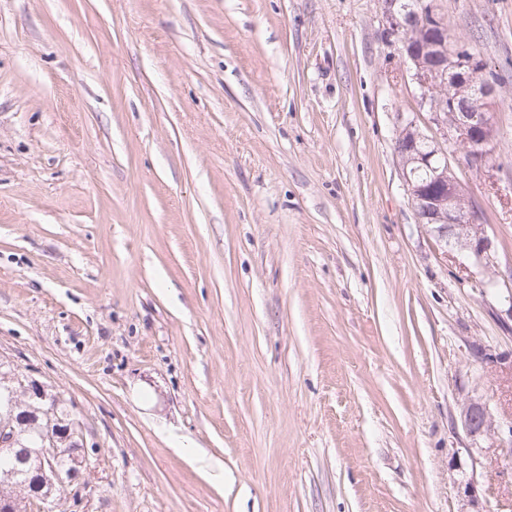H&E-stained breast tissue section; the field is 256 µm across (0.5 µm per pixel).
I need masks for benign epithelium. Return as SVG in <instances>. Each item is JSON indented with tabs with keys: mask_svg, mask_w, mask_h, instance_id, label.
Listing matches in <instances>:
<instances>
[{
	"mask_svg": "<svg viewBox=\"0 0 512 512\" xmlns=\"http://www.w3.org/2000/svg\"><path fill=\"white\" fill-rule=\"evenodd\" d=\"M387 30L395 37L399 53L418 90L421 108L443 130V139L428 141L415 123L402 125L395 141L403 177L419 223L432 227L443 246L459 248L481 263L489 260L491 240L486 234L483 213L464 197L460 183L448 163L447 147L464 150L469 168L488 167L496 147V132L489 122L478 120L476 112L490 111L493 96L485 80L482 61L467 50L461 40L448 39L447 24L436 12L432 0H416L407 8L401 0H385ZM477 357L512 379V352L480 351ZM15 386L6 388L9 410L27 398L26 407L37 415L36 447L17 450L14 417L0 413V458L15 456L28 467L27 474L39 486L38 501L14 497L8 512H29L38 505L50 508L58 491L56 461L67 456L71 479L79 477L84 462L75 457L66 442L74 439V422L54 411L57 399L48 397L43 386L27 377H14ZM460 418L473 444L489 440L498 448L512 447V421L496 419L484 399H469L461 406ZM457 490L470 512H485L472 480L461 481Z\"/></svg>",
	"mask_w": 512,
	"mask_h": 512,
	"instance_id": "obj_1",
	"label": "benign epithelium"
}]
</instances>
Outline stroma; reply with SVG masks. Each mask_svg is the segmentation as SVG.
Returning <instances> with one entry per match:
<instances>
[{
  "label": "stroma",
  "mask_w": 512,
  "mask_h": 512,
  "mask_svg": "<svg viewBox=\"0 0 512 512\" xmlns=\"http://www.w3.org/2000/svg\"><path fill=\"white\" fill-rule=\"evenodd\" d=\"M434 6L497 76L489 167L448 154L486 266L418 222L384 0H0V368L87 461L52 512H512L459 419L512 418V0Z\"/></svg>",
  "instance_id": "1"
}]
</instances>
